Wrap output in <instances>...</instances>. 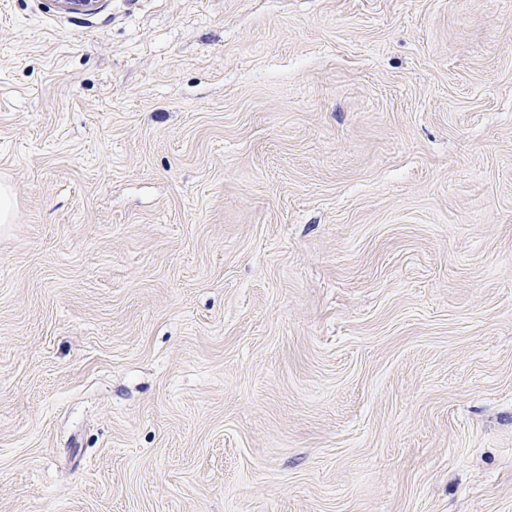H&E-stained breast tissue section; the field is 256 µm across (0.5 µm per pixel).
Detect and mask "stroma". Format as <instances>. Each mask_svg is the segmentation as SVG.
I'll use <instances>...</instances> for the list:
<instances>
[{"label":"stroma","mask_w":512,"mask_h":512,"mask_svg":"<svg viewBox=\"0 0 512 512\" xmlns=\"http://www.w3.org/2000/svg\"><path fill=\"white\" fill-rule=\"evenodd\" d=\"M0 512H512V0H0Z\"/></svg>","instance_id":"obj_1"}]
</instances>
